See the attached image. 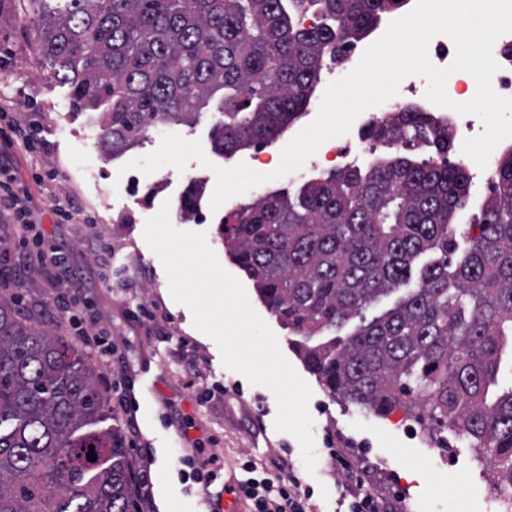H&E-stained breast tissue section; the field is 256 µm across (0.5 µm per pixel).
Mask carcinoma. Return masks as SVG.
Here are the masks:
<instances>
[{
  "instance_id": "obj_1",
  "label": "carcinoma",
  "mask_w": 512,
  "mask_h": 512,
  "mask_svg": "<svg viewBox=\"0 0 512 512\" xmlns=\"http://www.w3.org/2000/svg\"><path fill=\"white\" fill-rule=\"evenodd\" d=\"M38 17L39 55L72 99L107 105L101 147L127 150L150 127L191 122L218 99L214 150L273 143L306 112L325 61L344 63L404 0H57ZM316 23L306 28L302 18ZM399 144L366 169L269 191L224 215V248L268 310L304 341L306 367L334 398L377 415L426 407L491 464L512 495V149L460 253L452 229L471 178L450 162L449 123L415 105L371 126ZM422 143L442 156L419 158ZM414 284L379 315L369 310ZM354 323L345 338L308 344ZM103 398L83 355L0 295V512H134L122 437L92 426ZM93 452L96 460L90 461Z\"/></svg>"
}]
</instances>
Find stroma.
Listing matches in <instances>:
<instances>
[{
	"instance_id": "stroma-1",
	"label": "stroma",
	"mask_w": 512,
	"mask_h": 512,
	"mask_svg": "<svg viewBox=\"0 0 512 512\" xmlns=\"http://www.w3.org/2000/svg\"><path fill=\"white\" fill-rule=\"evenodd\" d=\"M36 20L30 0H0V109L5 112L0 118V143L13 139L15 127L21 126L33 129L44 146L37 154L14 147L11 168L47 236L67 250L80 274L77 287L92 297L117 348L111 364L92 356L86 360L88 367L99 379H128L140 391L139 406L129 416L118 407L119 393L103 390L108 411L100 427L123 435L129 424L140 428L153 459L150 474L159 512H178L184 501L191 502L195 512L206 510L200 485L183 483L180 476L191 441L220 456L228 481L246 457L265 467L287 454L299 465L302 460L297 439L274 427L277 404L272 391L226 368L215 341L194 327L187 306L173 300L163 265L143 236L146 220L165 202L177 229L205 233L222 267L242 281L251 305L276 334L282 353L310 386L317 464L311 472L300 465L298 474L313 488L322 512L336 508L344 477L328 476V451L341 447L364 465L375 492L395 512H490L489 471L468 445L452 435L445 447H438L423 436L405 409L379 416L329 396L296 355L294 334L270 313L252 281L227 255L221 214L209 215L203 224L180 219L188 184H201L206 192L201 203L209 205L216 186L213 166L230 168L251 160L248 149L228 158L215 153L210 131L218 112L203 110L190 125L149 128L128 151L115 156L103 153L96 139V113L76 106L69 85L56 74V65L38 55ZM166 133L200 140L210 167L193 161L180 172L165 166L139 175L137 187L127 186L118 176L120 167L155 151ZM68 199L79 203L92 223H58L54 209ZM98 236L111 249L108 285L96 275L100 256L90 246ZM8 293L29 303L27 320L46 323L66 342L79 345L67 323L50 312L47 301L52 290L42 273L15 269ZM141 307L147 309V316L138 315ZM187 359L198 365L195 378L186 375ZM181 414L193 423L185 440L177 435Z\"/></svg>"
}]
</instances>
